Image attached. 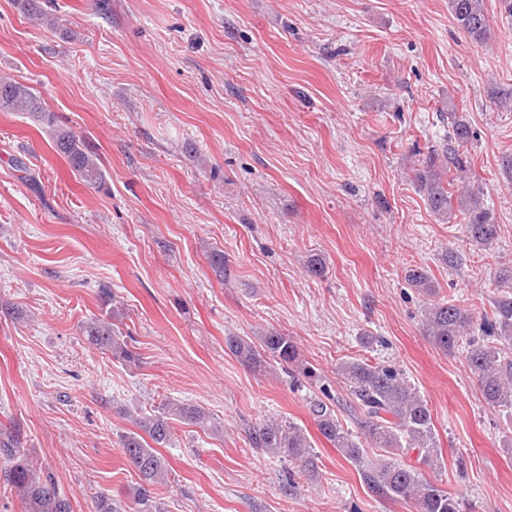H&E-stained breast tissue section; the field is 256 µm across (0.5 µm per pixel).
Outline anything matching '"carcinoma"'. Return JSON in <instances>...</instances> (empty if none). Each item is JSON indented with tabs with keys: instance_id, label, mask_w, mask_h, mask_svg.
Instances as JSON below:
<instances>
[{
	"instance_id": "obj_1",
	"label": "carcinoma",
	"mask_w": 512,
	"mask_h": 512,
	"mask_svg": "<svg viewBox=\"0 0 512 512\" xmlns=\"http://www.w3.org/2000/svg\"><path fill=\"white\" fill-rule=\"evenodd\" d=\"M458 27L475 43L485 42L490 24L484 0H448ZM0 112H26L47 129L52 147L63 156L72 172L88 185L104 184V171L96 148L86 138L57 123L52 112L43 109L33 90L13 79L0 77ZM447 132L438 147L432 149L421 167L415 169L413 181L426 197L430 211L447 223L461 213L465 216L468 244L488 250L498 237L492 210L480 194L465 190L467 166L460 149L468 145L472 132L465 116L459 112L439 114ZM409 285L427 296L436 294L435 285L422 269H409ZM498 295L492 301L493 321L485 322L483 333L495 338L485 342L473 336L474 316L468 308L449 300H432L424 308V324L428 336L443 352L452 354L463 349L471 373L478 382L484 401L491 407H512V267L495 274ZM119 310L85 325L87 342L112 358L127 363L140 361L130 348L132 337L123 334L118 322ZM227 349L254 372L266 373L272 363L282 366L299 362L296 341L277 331L267 332L253 341L249 337H225ZM339 373L348 382L353 397L350 405L367 442L381 449L383 457L371 461L361 444L345 429L333 409L322 401L313 404V415L319 433L329 441L358 472L361 481L383 502L412 505L415 512H467L460 497L448 493L441 485L422 475L416 467L403 461L412 453L430 465L438 457V443L431 409L415 386L398 370L386 365H373L358 360L344 361ZM139 431L120 434L124 454L138 471L140 483L134 498L149 512L152 491L167 483L170 474L166 459L158 448L168 445L174 424L195 425L213 433L223 431L210 412L198 404L163 400L154 414L127 413ZM252 444L297 464L299 471L313 476L318 457L302 428L266 420L248 430ZM0 469L10 490L24 502L27 512H72L68 497L61 494L49 473L27 461L18 441L0 432Z\"/></svg>"
}]
</instances>
